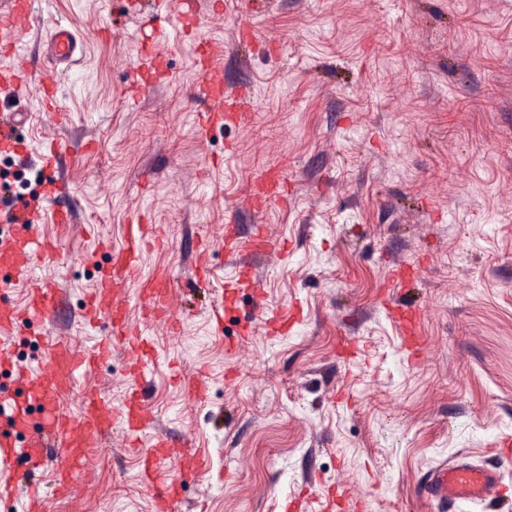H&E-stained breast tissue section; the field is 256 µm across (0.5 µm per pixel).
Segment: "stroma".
<instances>
[{
    "label": "stroma",
    "instance_id": "35a3bbf8",
    "mask_svg": "<svg viewBox=\"0 0 512 512\" xmlns=\"http://www.w3.org/2000/svg\"><path fill=\"white\" fill-rule=\"evenodd\" d=\"M29 2L36 24L18 50L33 74L14 106L28 115L19 136L30 155L0 156V173L22 193L43 142L64 141L76 221L39 212L60 258L31 273L56 283L63 306L7 338L0 432L11 431L17 372L36 367L47 338L100 337L86 300L132 215L164 237L140 263L170 273L181 327L173 336L146 319L128 289L130 320L155 354L150 382L116 351L61 407L74 417L86 389L116 407L135 390L155 428L135 449L114 428L75 474L74 497H49L47 512H154L139 451L158 433L209 456L181 487L183 512H318L331 491L335 512H436L418 487L460 455L500 466L512 486V464L490 453L512 438V0H197L196 26L156 21L167 70L142 94L145 21L125 16L123 0ZM58 21L79 43L68 68L44 57ZM243 23L251 42L238 40ZM203 43L217 50L225 95L249 107L240 125L204 136ZM45 81L57 86L50 104ZM270 168L286 200L252 209ZM228 223L241 245L265 225L284 253L255 260L259 291H240L219 327L212 306L238 280ZM401 263L419 279L385 291ZM390 302L422 307L421 356L405 351ZM292 306L299 316L280 331L270 319ZM196 374L192 399L180 378Z\"/></svg>",
    "mask_w": 512,
    "mask_h": 512
}]
</instances>
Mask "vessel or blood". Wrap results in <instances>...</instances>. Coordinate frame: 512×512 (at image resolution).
<instances>
[{
  "mask_svg": "<svg viewBox=\"0 0 512 512\" xmlns=\"http://www.w3.org/2000/svg\"><path fill=\"white\" fill-rule=\"evenodd\" d=\"M31 23L28 0H10L8 8L0 10V56L16 59L13 66L0 70V152L4 153L20 155L24 152L18 135L24 115L14 110L11 102L16 91L32 76L30 62L15 56L18 43ZM77 47L74 33L57 23L49 32L46 57L54 64L70 65L75 60ZM202 71L204 82L201 92L210 103L208 111L203 114L202 129L224 123H240L245 117L246 105L239 102L225 107L222 80L210 65H203ZM66 155V145L57 139L47 141L40 153L52 204L50 219L56 224L74 221L72 208L63 202L71 191L58 178L60 163ZM282 183L283 177L277 172L261 178L251 196L254 207L284 200ZM12 216L19 230L0 237V265L11 268L14 281L25 283L27 298L21 310L9 303H0V339L19 332L25 323L51 318L58 306L57 288L52 281L32 282L28 279L32 261L53 258L57 251L55 244L37 232L34 212L16 207L12 210ZM161 243L162 238L152 225L131 222L125 247L113 253L88 305L89 323H106L104 336L86 349H78L59 340L51 341L37 368L23 372L19 378L25 398L40 408L42 422L38 429H30L28 414L21 411L13 417L12 426L29 434L32 470L43 468L45 449H65L67 461L57 468L54 479V490L59 497L70 495L76 468L86 461L92 449L99 447L103 435L112 426H121L127 437L134 441L152 424L141 398L135 394L127 397L118 408L111 407L100 393L87 394L83 411L76 418L61 411L59 401L77 376L96 370L110 360L113 349L118 347L123 349L136 377L141 378L149 373L154 362L153 354L147 347L142 331L133 326L127 316L126 290L131 285L139 287V298L146 316L166 325L171 331H178L179 321L171 306L168 272L162 270L146 275L140 266L142 251ZM391 315L405 335L411 353L419 354L424 346L422 336L417 333L419 312L411 308H395ZM169 460L177 462L179 478L183 481L195 479L207 467L202 456L176 451L167 437H155L144 454L142 469V487L151 496L155 512H180L181 509L180 496L171 488L158 484L160 467ZM502 484L496 471L454 460L432 470L420 494L432 503L448 499L478 502L497 496Z\"/></svg>",
  "mask_w": 512,
  "mask_h": 512,
  "instance_id": "vessel-or-blood-1",
  "label": "vessel or blood"
}]
</instances>
